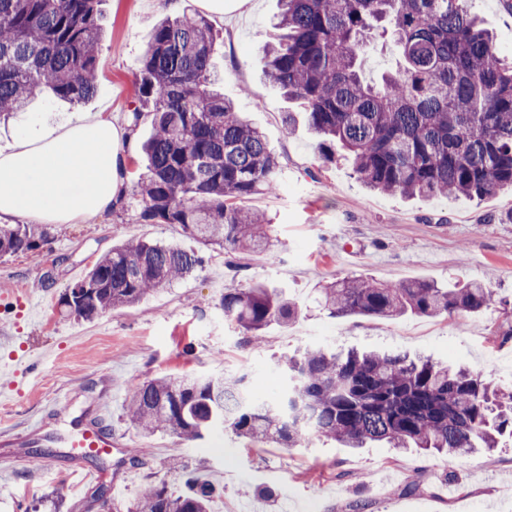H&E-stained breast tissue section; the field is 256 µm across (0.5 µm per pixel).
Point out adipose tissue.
Here are the masks:
<instances>
[{
	"mask_svg": "<svg viewBox=\"0 0 512 512\" xmlns=\"http://www.w3.org/2000/svg\"><path fill=\"white\" fill-rule=\"evenodd\" d=\"M130 130L104 111L0 149V223L76 224L111 210L123 191Z\"/></svg>",
	"mask_w": 512,
	"mask_h": 512,
	"instance_id": "obj_1",
	"label": "adipose tissue"
}]
</instances>
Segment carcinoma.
I'll return each mask as SVG.
<instances>
[{"instance_id": "1", "label": "carcinoma", "mask_w": 512, "mask_h": 512, "mask_svg": "<svg viewBox=\"0 0 512 512\" xmlns=\"http://www.w3.org/2000/svg\"><path fill=\"white\" fill-rule=\"evenodd\" d=\"M101 0H0V118L47 91L78 104L95 92ZM276 41L258 63L266 81L300 105L325 158L345 152L364 187L387 195L483 199L512 188V57L470 15L465 0H280ZM396 45L402 63L376 84L362 79L370 39ZM215 38L200 15L164 18L152 29L137 74L130 126L151 117L145 171L132 187L145 224H178L186 237L231 251L270 252L269 219L246 202L274 193L280 161L259 127L215 89ZM48 231L0 225V257L32 251ZM195 250L131 239L98 258L60 298L90 321L185 278ZM485 281L442 288L431 281L343 277L317 289L332 317L465 316L490 307ZM224 319L259 344L300 309L283 289L257 282L226 288ZM291 379L279 400L250 402L243 379L166 375L132 388L128 424L151 437L186 441L215 427L253 442L295 448L312 437L345 448L386 442L462 457L512 437V392L481 372L405 354L329 353L285 358ZM151 486L127 512H210L215 489Z\"/></svg>"}]
</instances>
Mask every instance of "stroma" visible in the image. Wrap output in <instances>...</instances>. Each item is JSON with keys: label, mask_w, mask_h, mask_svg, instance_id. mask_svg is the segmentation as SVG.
<instances>
[{"label": "stroma", "mask_w": 512, "mask_h": 512, "mask_svg": "<svg viewBox=\"0 0 512 512\" xmlns=\"http://www.w3.org/2000/svg\"><path fill=\"white\" fill-rule=\"evenodd\" d=\"M104 34L96 61V91L80 105L37 94L27 111L0 125V148L18 132L40 135L85 112L109 107L128 126L135 82L153 25L168 16L163 0H103ZM468 10L501 49L512 48V10L502 0H468ZM278 0L232 20H212L215 62L224 95L248 113L280 158L279 189L254 197L252 208L272 220L280 246L267 254L202 248L204 262L191 276L114 309L94 321L62 312L59 299L112 246L145 238L186 248L194 242L176 224H144L135 203L80 224L52 225L36 250L0 258V512H103L114 502L123 512L148 485L182 488L170 468L178 459L217 490L212 512H512V444L490 457L451 458L382 443L350 450L314 439L298 448L257 444L229 432L198 441L167 434L143 438L125 419L129 390L170 373L245 377L257 399L288 383L281 361L308 347L428 357L452 367L480 370L512 391V192L481 200L405 199L366 191L348 162L323 161L304 118L285 126L294 110L267 83L256 63L270 39ZM344 276L381 281L429 280L454 287L489 279L493 305L463 321L407 314L395 319L330 317L315 301L320 284ZM264 281L284 287L302 309L287 326H270L257 345L244 343L219 306L225 288ZM41 359L37 377L17 373L18 351ZM113 392L109 423L123 452L88 457L98 474L81 497L65 489L66 420ZM71 399L41 435L17 442L46 403ZM56 462V473L41 466ZM264 489L273 498L261 497Z\"/></svg>", "instance_id": "obj_1"}]
</instances>
